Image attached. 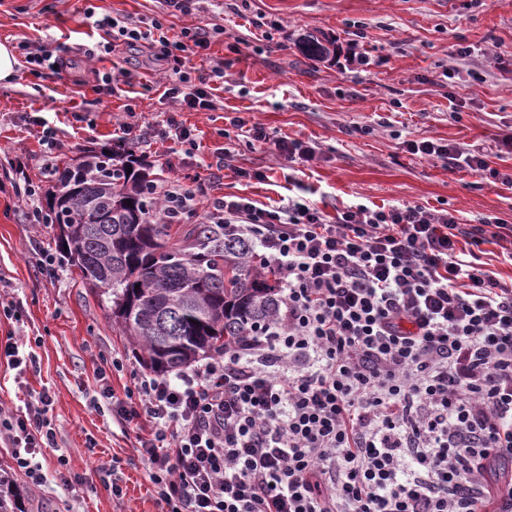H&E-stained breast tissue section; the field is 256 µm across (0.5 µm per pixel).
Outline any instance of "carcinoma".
<instances>
[{"label":"carcinoma","instance_id":"cac0c4a2","mask_svg":"<svg viewBox=\"0 0 512 512\" xmlns=\"http://www.w3.org/2000/svg\"><path fill=\"white\" fill-rule=\"evenodd\" d=\"M302 52L318 60L330 49L310 36ZM128 167L111 151L83 153L49 193L68 196L66 206L48 205L43 220L72 230L69 244L58 242L64 258L111 298L115 322L141 347L144 366L164 375L224 352V342L273 318L277 289L272 272L254 263L253 245L226 243L211 224L180 239L173 225L158 223L149 174ZM18 498L0 478V512H15Z\"/></svg>","mask_w":512,"mask_h":512}]
</instances>
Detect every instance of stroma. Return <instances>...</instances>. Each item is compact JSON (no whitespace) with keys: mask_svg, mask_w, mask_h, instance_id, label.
<instances>
[{"mask_svg":"<svg viewBox=\"0 0 512 512\" xmlns=\"http://www.w3.org/2000/svg\"><path fill=\"white\" fill-rule=\"evenodd\" d=\"M89 5L94 18L154 17L175 35L222 17L224 34L210 56L234 64L216 92L215 111H181L163 99L166 80L148 75L152 63L141 48L122 53L130 83L111 96L96 92L97 73L112 62L87 55L102 36L85 15ZM258 15L278 24L272 40L249 25ZM309 34L333 40L335 54L305 58L297 44ZM49 36L65 45L63 71L38 77L22 62L10 81H0V301L10 306L0 311V345L11 342L37 357L25 371L0 358V409L24 410L31 397L48 392L47 417L56 431L55 447L34 453L44 477L39 486L13 470L12 450L0 442V467L21 489L22 512L160 510L137 454L138 430L113 418L99 394L98 370L116 357L123 366L106 368L108 382L116 397H126L146 372L139 349L114 325L111 300L61 256L54 226L27 223L14 193L18 180H26L37 190L38 208L46 209L47 191L66 162L86 149L115 147L127 108L142 121L162 125L174 116L190 129L198 148L189 157L162 140H131L124 149L140 156L156 181L200 183L211 199L246 195L264 203L293 178L329 214L343 205L409 203L512 225L511 189L404 147L421 137L487 145L512 129V0L479 7L466 0H243L236 14L223 11L220 0H199L184 14L167 13L162 0H0V42ZM359 42L370 57L362 69L349 62ZM467 45L475 54L460 60L456 50ZM235 115L262 123L272 136L315 144L316 160L289 172L245 136H225ZM36 116L57 130L59 147L49 163ZM222 147L231 151L228 167L214 176L207 165ZM239 168L262 171L266 179L239 178ZM47 255L56 276L43 270ZM101 465L118 470L122 497L96 475ZM74 476L79 484L66 486Z\"/></svg>","mask_w":512,"mask_h":512,"instance_id":"stroma-1","label":"stroma"}]
</instances>
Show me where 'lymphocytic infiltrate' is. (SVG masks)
I'll list each match as a JSON object with an SVG mask.
<instances>
[{
  "mask_svg": "<svg viewBox=\"0 0 512 512\" xmlns=\"http://www.w3.org/2000/svg\"><path fill=\"white\" fill-rule=\"evenodd\" d=\"M88 55L148 46L168 67L165 98L195 112L215 109L224 68H196L221 24L202 20L170 35L159 19L111 16ZM245 130L295 168L310 162L307 142L272 138L240 117ZM119 142L159 138L193 153L196 141L176 119L165 127L123 123ZM410 154L512 187L495 152L427 138ZM161 221L198 215L225 240L255 245L277 273L276 316L222 354L146 375L116 399L101 395L125 424L147 427L139 454L161 512H512V281L472 261L473 248L498 246L512 265V225L411 204L350 205L328 214L301 196L256 203L246 196L203 203L202 186L173 178L155 187ZM47 393L19 414H0L13 464L33 483L30 456L51 448Z\"/></svg>",
  "mask_w": 512,
  "mask_h": 512,
  "instance_id": "f902f5d3",
  "label": "lymphocytic infiltrate"
}]
</instances>
